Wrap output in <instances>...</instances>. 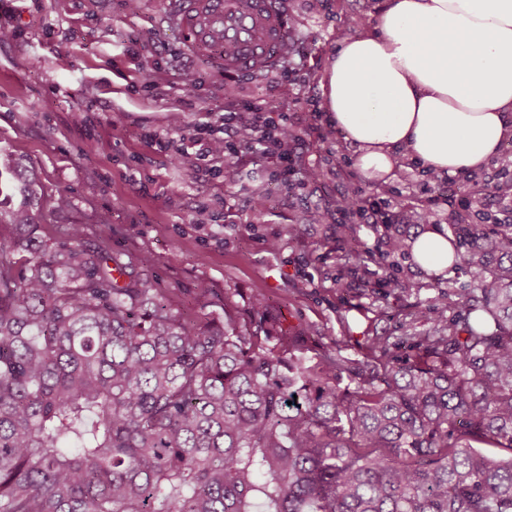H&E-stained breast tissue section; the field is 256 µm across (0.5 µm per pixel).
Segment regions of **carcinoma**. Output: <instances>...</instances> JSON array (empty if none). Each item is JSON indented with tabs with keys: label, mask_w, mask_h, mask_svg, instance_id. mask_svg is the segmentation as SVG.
Instances as JSON below:
<instances>
[{
	"label": "carcinoma",
	"mask_w": 512,
	"mask_h": 512,
	"mask_svg": "<svg viewBox=\"0 0 512 512\" xmlns=\"http://www.w3.org/2000/svg\"><path fill=\"white\" fill-rule=\"evenodd\" d=\"M27 194L0 215V512H512V224L448 225L479 280L408 358L311 363L261 299L188 319Z\"/></svg>",
	"instance_id": "obj_1"
}]
</instances>
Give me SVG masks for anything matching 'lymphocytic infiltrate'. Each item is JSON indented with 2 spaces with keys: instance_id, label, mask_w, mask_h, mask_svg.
I'll list each match as a JSON object with an SVG mask.
<instances>
[{
  "instance_id": "lymphocytic-infiltrate-1",
  "label": "lymphocytic infiltrate",
  "mask_w": 512,
  "mask_h": 512,
  "mask_svg": "<svg viewBox=\"0 0 512 512\" xmlns=\"http://www.w3.org/2000/svg\"><path fill=\"white\" fill-rule=\"evenodd\" d=\"M316 120L317 114L312 110L297 118L284 110L271 114L266 103H250L243 111L196 123L189 135L183 134L180 117H172L167 129L150 132L148 138L181 158L188 155L184 141H191L200 148L199 160L224 162L231 174L240 168L243 157L258 159L273 166L289 187L303 191L315 181L314 173L302 162L301 150L306 135L317 132ZM340 210L380 229L394 228L406 221L403 212L390 208L383 198L359 197L353 203L341 205Z\"/></svg>"
}]
</instances>
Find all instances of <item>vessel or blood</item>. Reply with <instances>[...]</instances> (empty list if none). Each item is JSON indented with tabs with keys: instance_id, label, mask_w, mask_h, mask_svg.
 Returning a JSON list of instances; mask_svg holds the SVG:
<instances>
[{
	"instance_id": "obj_1",
	"label": "vessel or blood",
	"mask_w": 512,
	"mask_h": 512,
	"mask_svg": "<svg viewBox=\"0 0 512 512\" xmlns=\"http://www.w3.org/2000/svg\"><path fill=\"white\" fill-rule=\"evenodd\" d=\"M172 18L187 49L220 73L259 74L288 55L282 0H174Z\"/></svg>"
}]
</instances>
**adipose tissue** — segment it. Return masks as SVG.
Instances as JSON below:
<instances>
[{"label":"adipose tissue","mask_w":512,"mask_h":512,"mask_svg":"<svg viewBox=\"0 0 512 512\" xmlns=\"http://www.w3.org/2000/svg\"><path fill=\"white\" fill-rule=\"evenodd\" d=\"M321 87L364 179H385L402 157L480 172L512 140V0H386L377 33L344 38ZM412 260L448 270L447 238L421 234Z\"/></svg>","instance_id":"adipose-tissue-1"}]
</instances>
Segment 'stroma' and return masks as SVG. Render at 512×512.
<instances>
[{
    "instance_id": "35a3bbf8",
    "label": "stroma",
    "mask_w": 512,
    "mask_h": 512,
    "mask_svg": "<svg viewBox=\"0 0 512 512\" xmlns=\"http://www.w3.org/2000/svg\"><path fill=\"white\" fill-rule=\"evenodd\" d=\"M167 2L140 0L132 13L124 0H0V26L18 31L0 41V175L13 185V206L27 204L30 176L43 192H64L69 207L46 227L53 238L81 224L88 244L106 242L121 262L152 256L148 276L188 317L200 312L196 290L203 286L218 306L228 292L242 308L263 296L279 326L300 337L309 356L336 343L358 358L371 337L385 336L392 355L408 357L399 337L432 327L431 300L441 291L449 311L463 315L462 296L474 286L476 269L436 275L399 257L397 290L379 287L386 271L377 264L350 274L348 240L372 252L378 234L360 219L338 218L340 202L380 189L358 175L340 132L308 152L318 181L302 194L289 192L268 167L241 166L233 185L220 165L194 173L145 138L176 114L189 127L206 113L235 112L250 102L285 101L294 113L322 102L321 78L337 46L352 34L375 31L385 0H286L295 24L292 50L309 65L298 83L277 69L231 81L211 72L183 45ZM64 35L71 49L61 56L55 45ZM132 39L139 40V52L129 56L123 48ZM188 63L201 77L191 98L179 81ZM388 187L392 206L410 218L403 230L412 237L426 230L419 216L432 196L452 192L469 200L478 224L503 216L502 203L468 179L450 186L406 162ZM313 204L335 214L336 223L307 224ZM272 234L280 239L275 254L264 245ZM301 270L313 277V287H299Z\"/></svg>"
}]
</instances>
